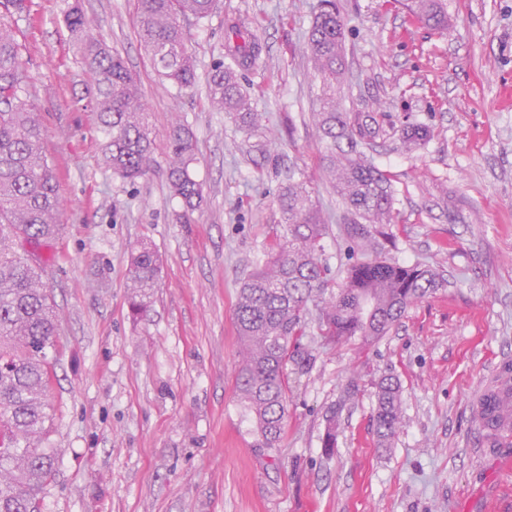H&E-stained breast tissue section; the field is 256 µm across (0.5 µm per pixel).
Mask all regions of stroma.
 Segmentation results:
<instances>
[{
	"mask_svg": "<svg viewBox=\"0 0 512 512\" xmlns=\"http://www.w3.org/2000/svg\"><path fill=\"white\" fill-rule=\"evenodd\" d=\"M71 2L31 0L15 23L64 204L43 251L62 355L46 441L57 472L41 512H512V441L491 447L473 421L477 397L512 361V0H447L443 33L414 22L403 0H336L341 104L375 114L368 148L392 176L388 253L447 285L379 342L319 347L309 371L289 369L288 422L273 449L257 446L238 401L235 308L280 223L288 169L310 178L327 223L341 221L311 118L319 80L306 41L318 0H224L188 28L197 84L182 98L140 47L134 0H79L138 78L156 160L174 119L194 135L204 200L189 224L177 223L162 171L132 184L106 165L93 80L64 23ZM231 19L262 47L261 69L245 77L268 120L249 133L206 93ZM412 123L433 137L408 153L399 132ZM142 243L161 274L136 318L128 271ZM353 374L360 392L347 401ZM387 374L401 382L406 420L383 448L372 410ZM334 405L329 457L321 436Z\"/></svg>",
	"mask_w": 512,
	"mask_h": 512,
	"instance_id": "1",
	"label": "stroma"
}]
</instances>
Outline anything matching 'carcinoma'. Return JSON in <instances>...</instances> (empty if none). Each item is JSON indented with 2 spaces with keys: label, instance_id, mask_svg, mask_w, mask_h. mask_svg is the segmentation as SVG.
<instances>
[{
  "label": "carcinoma",
  "instance_id": "obj_1",
  "mask_svg": "<svg viewBox=\"0 0 512 512\" xmlns=\"http://www.w3.org/2000/svg\"><path fill=\"white\" fill-rule=\"evenodd\" d=\"M138 36L159 76L175 96L191 94L196 85L195 60L186 24L203 21L221 8V0H134ZM405 8L419 23L448 30L446 0H407ZM29 13V0H0V512H40L46 487L56 474V452L42 447L53 421L47 391L54 377L58 315L42 287L43 258L19 251L26 240L35 249L54 239L62 224V199L44 150L37 108L26 95L27 75L14 19ZM65 25L90 73L96 91L104 156L112 172L134 182L154 170L149 107L122 56L94 35L95 24L73 5ZM238 42L228 48L229 62L216 60L207 79L208 99L220 112H232L244 130L260 126L262 114L242 84L244 72L259 66V45L234 22ZM345 23L334 0H319L307 38V53L320 93L314 112L322 144L321 172L342 207L344 237L339 251L344 283L330 287L332 256L324 239L329 225L312 199L304 174L288 177L277 196L281 231L267 258L241 282L236 307L240 338L238 399L254 425L261 448L279 447L288 421V363L306 371L315 359L302 343L315 327L323 346L359 340L371 344L386 336L408 308L424 301L447 281L419 263L403 264L386 256L387 228L396 223L389 174L361 151L376 133V117L341 106L345 80ZM165 159L169 187L182 203L176 215L189 224L203 201L193 177L195 144L179 119L168 131ZM431 131L409 124L400 133L405 148L425 145ZM160 272L155 251L143 244L130 266L131 306L143 314L151 303ZM374 428L382 446L391 445L403 420L401 385L382 378L375 393ZM325 413L322 448H336V416ZM476 419L486 440L512 433V405L501 413L493 390L479 398Z\"/></svg>",
  "mask_w": 512,
  "mask_h": 512
}]
</instances>
